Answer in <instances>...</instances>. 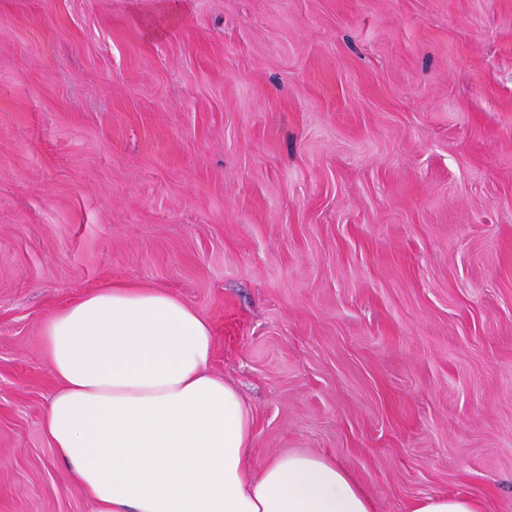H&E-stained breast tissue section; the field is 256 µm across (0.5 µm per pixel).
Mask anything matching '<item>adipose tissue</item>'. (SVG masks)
Here are the masks:
<instances>
[{"mask_svg": "<svg viewBox=\"0 0 512 512\" xmlns=\"http://www.w3.org/2000/svg\"><path fill=\"white\" fill-rule=\"evenodd\" d=\"M60 382L43 419L95 512H376L334 459L253 464V408L213 374V330L173 293L116 284L42 326Z\"/></svg>", "mask_w": 512, "mask_h": 512, "instance_id": "adipose-tissue-1", "label": "adipose tissue"}]
</instances>
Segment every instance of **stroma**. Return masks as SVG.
<instances>
[{
  "label": "stroma",
  "mask_w": 512,
  "mask_h": 512,
  "mask_svg": "<svg viewBox=\"0 0 512 512\" xmlns=\"http://www.w3.org/2000/svg\"><path fill=\"white\" fill-rule=\"evenodd\" d=\"M0 0V512H93L41 327L164 288L377 512H512V0ZM186 7L183 0H166L158 15L147 22L144 26L146 36L158 38L164 35L167 29L177 23ZM409 512H486L485 505L468 495L441 494L413 501Z\"/></svg>",
  "instance_id": "1"
}]
</instances>
